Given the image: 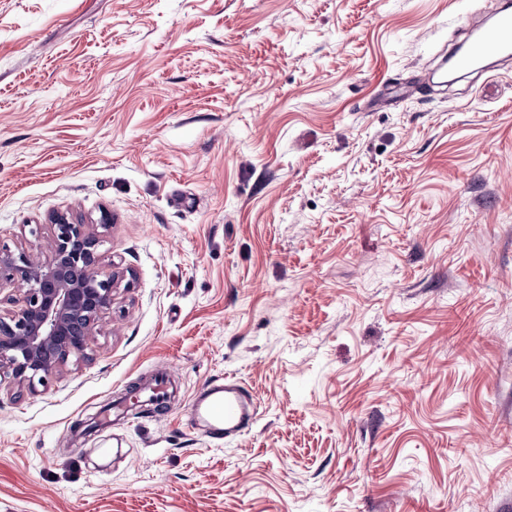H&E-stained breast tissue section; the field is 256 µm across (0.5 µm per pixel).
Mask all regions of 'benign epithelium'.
Masks as SVG:
<instances>
[{
	"label": "benign epithelium",
	"mask_w": 512,
	"mask_h": 512,
	"mask_svg": "<svg viewBox=\"0 0 512 512\" xmlns=\"http://www.w3.org/2000/svg\"><path fill=\"white\" fill-rule=\"evenodd\" d=\"M99 224L51 218L43 256L0 250V280L22 287L17 306L0 314V381L32 388L57 373L69 357L84 355L96 323L112 306L115 276L98 269Z\"/></svg>",
	"instance_id": "obj_1"
}]
</instances>
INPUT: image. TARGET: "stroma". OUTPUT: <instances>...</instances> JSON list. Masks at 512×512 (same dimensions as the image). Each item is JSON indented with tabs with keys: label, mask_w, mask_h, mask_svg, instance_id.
<instances>
[{
	"label": "stroma",
	"mask_w": 512,
	"mask_h": 512,
	"mask_svg": "<svg viewBox=\"0 0 512 512\" xmlns=\"http://www.w3.org/2000/svg\"><path fill=\"white\" fill-rule=\"evenodd\" d=\"M497 2L0 0V247L106 213L118 278L0 384V512H512V59L404 95ZM195 424L210 438L237 436L248 429L256 417V405L242 384L225 378L224 385L203 390L189 402Z\"/></svg>",
	"instance_id": "stroma-1"
}]
</instances>
